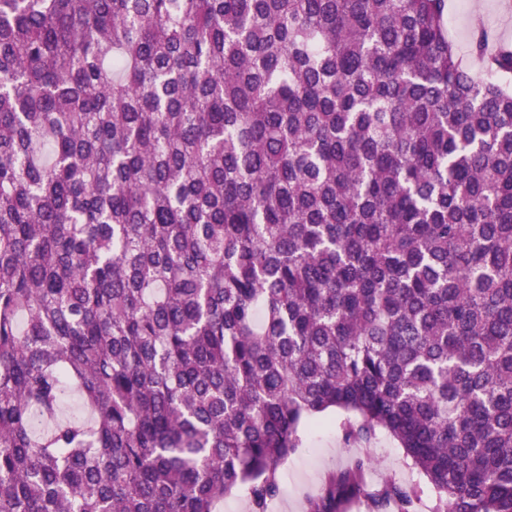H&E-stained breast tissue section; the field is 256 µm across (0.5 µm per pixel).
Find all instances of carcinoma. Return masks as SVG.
Returning a JSON list of instances; mask_svg holds the SVG:
<instances>
[{
    "label": "carcinoma",
    "mask_w": 512,
    "mask_h": 512,
    "mask_svg": "<svg viewBox=\"0 0 512 512\" xmlns=\"http://www.w3.org/2000/svg\"><path fill=\"white\" fill-rule=\"evenodd\" d=\"M446 11L0 0V512H268L329 410L420 480L306 512H512V47Z\"/></svg>",
    "instance_id": "obj_1"
}]
</instances>
